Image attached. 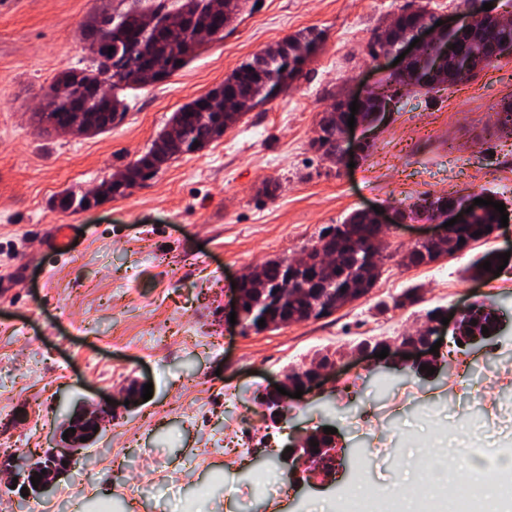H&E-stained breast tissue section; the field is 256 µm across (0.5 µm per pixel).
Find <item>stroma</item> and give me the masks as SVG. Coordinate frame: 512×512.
I'll return each instance as SVG.
<instances>
[{
    "label": "stroma",
    "instance_id": "1",
    "mask_svg": "<svg viewBox=\"0 0 512 512\" xmlns=\"http://www.w3.org/2000/svg\"><path fill=\"white\" fill-rule=\"evenodd\" d=\"M405 3L246 0L223 38L185 68L128 91L121 124L73 137L41 132L31 112L42 87L84 67L81 24L103 0H0V443L38 454L72 412L113 403L100 439L41 498V512H180L201 485L213 493L200 512H331L352 481L347 465L298 485L279 457L291 433L326 426L346 453L373 449L370 479L394 490L421 480V439L435 464L459 446L512 445V264L482 283L462 277L485 250H512V224L433 264L402 259L435 228L415 212L419 198L483 195L512 213V134L498 132L494 115L512 101V55L459 86L409 89L375 128L356 121L344 142L352 165L310 147L322 112L381 81L367 45ZM312 27L323 40L302 76L221 139L170 160L130 194L90 210L58 208L60 193H84L145 152L183 104ZM372 206L389 246L365 299L258 334L231 326L232 281ZM58 224L68 225L70 247L52 253ZM414 287L420 302L397 305ZM479 302L498 306L499 333L459 347L445 328L433 375L379 369L357 353L363 340L414 333L434 307ZM336 349L324 386L289 400L283 424L269 425L255 394ZM475 365L486 397L474 409L464 377ZM134 381L152 384L153 395L122 406ZM244 424L256 448L241 462L233 450ZM203 446L208 455L197 457ZM118 455L128 469H116ZM272 471L284 491L258 496L252 475Z\"/></svg>",
    "mask_w": 512,
    "mask_h": 512
}]
</instances>
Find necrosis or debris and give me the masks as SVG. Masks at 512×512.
<instances>
[{
  "label": "necrosis or debris",
  "mask_w": 512,
  "mask_h": 512,
  "mask_svg": "<svg viewBox=\"0 0 512 512\" xmlns=\"http://www.w3.org/2000/svg\"><path fill=\"white\" fill-rule=\"evenodd\" d=\"M372 462L368 451L352 456L355 479L332 512H512V448H470L465 479L435 469L402 497L368 481Z\"/></svg>",
  "instance_id": "obj_1"
}]
</instances>
